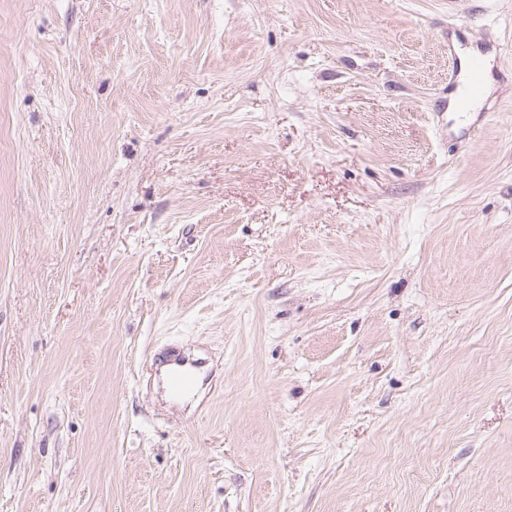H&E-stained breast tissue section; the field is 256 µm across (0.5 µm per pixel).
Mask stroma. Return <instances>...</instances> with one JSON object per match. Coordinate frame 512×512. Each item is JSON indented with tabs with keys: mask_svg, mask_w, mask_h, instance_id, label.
<instances>
[{
	"mask_svg": "<svg viewBox=\"0 0 512 512\" xmlns=\"http://www.w3.org/2000/svg\"><path fill=\"white\" fill-rule=\"evenodd\" d=\"M0 512H512V0H0ZM485 80V67L482 59L475 57L471 60L470 67L465 78L464 88L468 95L475 98H482L483 85ZM185 359L178 358L175 361V366L171 367L164 376V384L167 392L173 398L182 397L190 387V381L192 376H195V372L192 367L198 366L199 363H191V367L186 368L184 365Z\"/></svg>",
	"mask_w": 512,
	"mask_h": 512,
	"instance_id": "1",
	"label": "stroma"
}]
</instances>
